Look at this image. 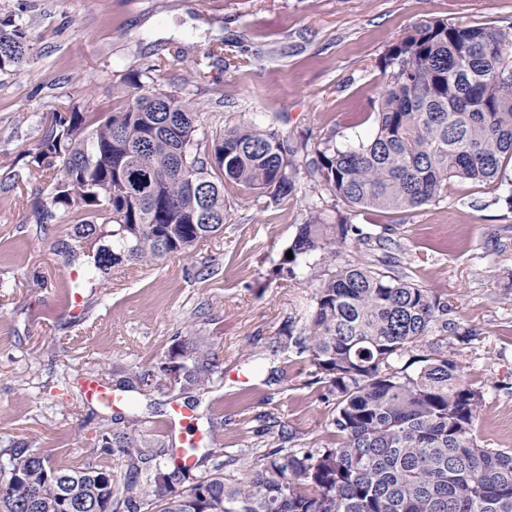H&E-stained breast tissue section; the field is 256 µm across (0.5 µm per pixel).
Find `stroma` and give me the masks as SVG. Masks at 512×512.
I'll return each mask as SVG.
<instances>
[{
    "instance_id": "1",
    "label": "stroma",
    "mask_w": 512,
    "mask_h": 512,
    "mask_svg": "<svg viewBox=\"0 0 512 512\" xmlns=\"http://www.w3.org/2000/svg\"><path fill=\"white\" fill-rule=\"evenodd\" d=\"M6 17L29 51L20 70L0 73V454L24 441L59 462L110 465L100 435L133 416L137 435L171 448L198 431L216 436L234 485L280 435L291 449L333 443L335 396L306 355L275 341L304 334L319 279L384 253L472 332L449 350L485 391L476 441L512 449V183L454 179L441 201L414 211L354 212L301 163L288 197L226 183L220 233L187 254L115 267L101 285L66 262L74 224H39L46 195L26 154L49 113L113 111L134 79L193 101L211 137L248 122L297 148L354 149L373 134L394 45L440 19L512 32V0H0ZM317 213L386 238V249L351 236L296 279L277 276ZM194 333L223 356L224 374L203 391L170 389L156 366ZM91 378L110 388L111 405L86 397Z\"/></svg>"
}]
</instances>
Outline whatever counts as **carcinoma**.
I'll return each mask as SVG.
<instances>
[{
	"label": "carcinoma",
	"instance_id": "1",
	"mask_svg": "<svg viewBox=\"0 0 512 512\" xmlns=\"http://www.w3.org/2000/svg\"><path fill=\"white\" fill-rule=\"evenodd\" d=\"M27 49L25 31L0 20V72L17 70ZM384 72L369 141L349 150L326 142L306 161L337 200L407 212L440 201L452 178L509 180L512 33L434 20L392 48ZM123 97L95 122L76 108L52 113L33 148L51 186L41 223L73 219L88 250L72 258L90 272L151 264L217 234L226 180L274 199L292 193L295 151L277 131L243 124L210 138L188 100L136 81ZM190 178L208 183L205 201ZM203 207L208 223L196 219ZM327 228L318 215L301 225L277 274L294 279L315 252L336 254ZM396 263L384 255L340 267L315 289L307 335L279 341L307 354L336 396V445L274 448L232 486L218 464L193 473L219 448H193L192 465L170 467L151 440L106 430L101 448L118 456L116 467L77 469L19 442L0 461V512H57V490L97 512H512V452L475 441L484 391L448 352L457 334L448 302ZM168 356L181 362L180 391L224 374V357L203 336L184 337ZM51 474L55 491L44 482Z\"/></svg>",
	"mask_w": 512,
	"mask_h": 512
}]
</instances>
